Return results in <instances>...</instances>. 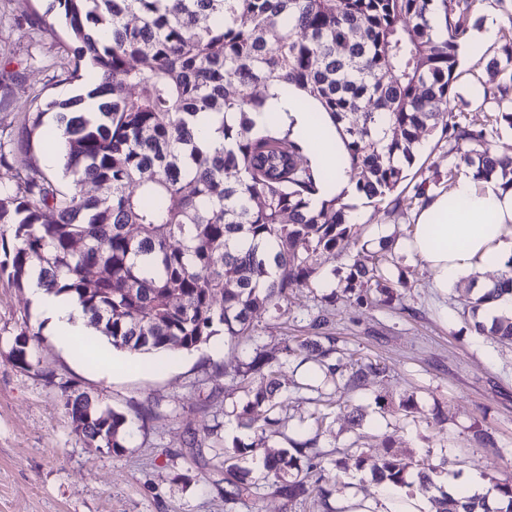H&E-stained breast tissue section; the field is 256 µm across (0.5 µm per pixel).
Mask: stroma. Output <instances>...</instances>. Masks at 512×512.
Wrapping results in <instances>:
<instances>
[{
  "mask_svg": "<svg viewBox=\"0 0 512 512\" xmlns=\"http://www.w3.org/2000/svg\"><path fill=\"white\" fill-rule=\"evenodd\" d=\"M46 7V0H0V186L14 183L26 106L36 98L61 101L85 91L83 82L61 78L72 55L62 25ZM489 14L499 20L500 37L475 54L459 55L453 106L475 126L490 115L474 97L481 83L499 77L489 61L499 57L502 34L512 26V0H480L476 18ZM447 169V143L435 134L422 136L398 213L361 203L355 221L360 245L325 255L324 286L294 289L282 318L257 312L254 340L231 341L220 333L170 361L161 353L138 355V368L111 378L99 374L94 356L80 357L58 344L35 316L27 289L0 280V512H251L246 503L225 506L224 475L214 469L213 457L236 438L264 451L286 442L240 427L232 412L240 400L231 380L237 365L253 344L263 345L282 362L281 380L290 388L279 417L293 425L306 417L314 365L284 358L285 338L309 335V316L323 296L343 287L355 260L377 250L378 228L399 242L411 235L418 205L410 200V186ZM389 273L407 278L401 308L340 302L331 310L329 331L340 346L385 368L386 376L343 394L321 446L354 443L377 452L388 440L414 465L443 462L466 477L512 476V348L476 334L470 313L471 283L496 281L501 271L476 272L472 282L444 292L431 286L422 261L398 248ZM24 328L39 335L27 371L8 358ZM66 381L126 414L123 455L85 445L60 400L59 385ZM405 392L417 405L409 417L375 403L376 395ZM438 409L446 417L441 424L432 420ZM477 425L493 435L494 446L473 441Z\"/></svg>",
  "mask_w": 512,
  "mask_h": 512,
  "instance_id": "stroma-1",
  "label": "stroma"
}]
</instances>
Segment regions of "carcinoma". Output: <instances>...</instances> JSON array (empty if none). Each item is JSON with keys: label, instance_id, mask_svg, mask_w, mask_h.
<instances>
[{"label": "carcinoma", "instance_id": "carcinoma-1", "mask_svg": "<svg viewBox=\"0 0 512 512\" xmlns=\"http://www.w3.org/2000/svg\"><path fill=\"white\" fill-rule=\"evenodd\" d=\"M62 10L73 65L65 80L85 79L88 96L101 99L95 117L79 109L83 98L48 101L24 112L26 137L40 131L45 110L59 107L65 122L66 187L26 161L12 189L0 187V279L24 287L33 269L54 294L74 298L89 321L117 350L176 356L224 335L252 336V315L281 311L289 292L311 287L321 257L352 240L344 195L332 193L336 172L350 174L367 200L399 204L392 195L413 164L422 131L447 140L448 181L461 167L484 179L500 174L512 183V157L498 156L490 138L512 130V35L505 37L498 82L481 85V105L494 111L482 128L454 112L458 49L476 24L478 0H52ZM277 83L301 90L327 113L344 141L332 169L303 162L304 146L282 129L276 113L253 130L248 113L263 107L257 88ZM200 112L239 115L221 121L224 146L195 145ZM90 184L97 194L77 186ZM341 292L324 297L358 304L390 302L393 288L383 261H356ZM512 292V275L475 299L479 308ZM474 331L512 345V314ZM28 329L15 337L16 367H33ZM316 357L322 380L307 389L314 410L296 435L274 417L282 384L262 346L235 374L246 402L242 427L284 436L289 447L266 452L260 463L284 505L317 497L323 512L332 489L317 448L326 414L342 407L341 389L363 390L383 374L337 345L285 339L288 356ZM66 413L88 420L82 435L90 448L125 451L127 416L97 398H83L72 383L60 386ZM257 452L240 439L216 454L224 471V501L260 497L252 472L237 460ZM385 486L409 488L413 479L434 484V468L411 474L390 442L375 456L346 449L348 460ZM494 497L434 498L436 512H512V479L480 475Z\"/></svg>", "mask_w": 512, "mask_h": 512}]
</instances>
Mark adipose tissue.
<instances>
[{"instance_id": "adipose-tissue-1", "label": "adipose tissue", "mask_w": 512, "mask_h": 512, "mask_svg": "<svg viewBox=\"0 0 512 512\" xmlns=\"http://www.w3.org/2000/svg\"><path fill=\"white\" fill-rule=\"evenodd\" d=\"M272 111L280 112L292 137L309 146L311 166L326 163V146L342 144L329 117L317 122L299 108L295 90L270 86L263 110L249 115L255 130L264 129ZM414 217L413 233L403 248L425 263L433 286L441 290L512 257V187L504 186L502 178L485 181L475 169H467L448 190L429 192ZM29 294L35 313L61 344L94 335V327L72 298L46 292L34 279L29 282Z\"/></svg>"}]
</instances>
